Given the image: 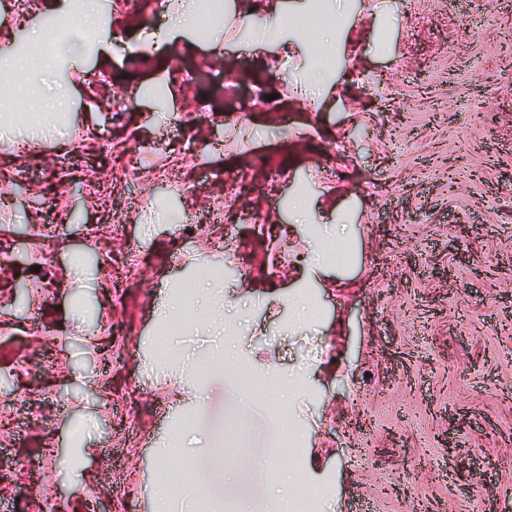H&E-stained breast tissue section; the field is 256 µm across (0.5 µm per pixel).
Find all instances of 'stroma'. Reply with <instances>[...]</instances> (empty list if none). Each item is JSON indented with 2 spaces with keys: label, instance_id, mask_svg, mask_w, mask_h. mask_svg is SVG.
I'll return each instance as SVG.
<instances>
[{
  "label": "stroma",
  "instance_id": "obj_1",
  "mask_svg": "<svg viewBox=\"0 0 512 512\" xmlns=\"http://www.w3.org/2000/svg\"><path fill=\"white\" fill-rule=\"evenodd\" d=\"M198 2L103 6L121 45L77 63L34 52L44 0L13 19L0 0L23 59L0 95L52 123L0 148V502L191 512L159 479L189 458L208 512H292L272 463L320 512H512V0H351L330 24L301 0L289 61L236 22L264 0H222L207 38L146 47ZM322 243L336 257L310 270ZM93 321L111 350L88 375ZM220 448L248 462L214 482ZM475 456L492 492L460 489Z\"/></svg>",
  "mask_w": 512,
  "mask_h": 512
}]
</instances>
